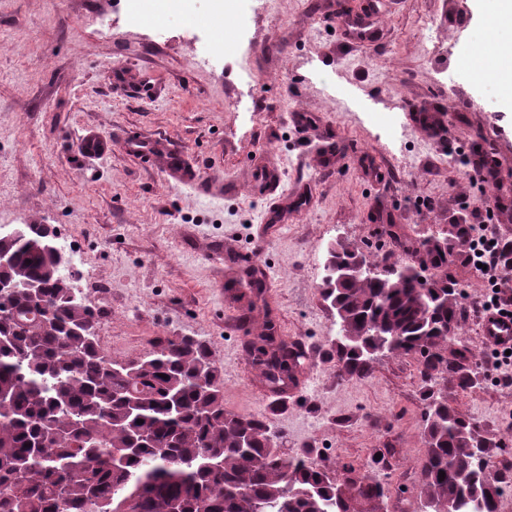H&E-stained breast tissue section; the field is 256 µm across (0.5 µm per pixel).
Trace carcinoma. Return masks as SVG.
Returning <instances> with one entry per match:
<instances>
[{
	"instance_id": "cac0c4a2",
	"label": "carcinoma",
	"mask_w": 512,
	"mask_h": 512,
	"mask_svg": "<svg viewBox=\"0 0 512 512\" xmlns=\"http://www.w3.org/2000/svg\"><path fill=\"white\" fill-rule=\"evenodd\" d=\"M423 249L433 267L448 264V251L432 242ZM1 251L11 261L0 281L39 291L0 298V512H113L125 502L128 512H255L257 504L265 512H360L362 503L385 498L381 479L337 484L326 467L281 454L265 417L226 412L206 343L171 336L145 357L111 360L97 341L96 314L72 298L74 285L53 253L8 235L0 236ZM360 258L346 244L327 251L322 285L340 326L329 352L336 375L366 376L367 346L419 355L426 508L496 512L499 478L472 452L485 454L486 439L432 389L440 373L461 391L475 385L465 353L442 354L448 329L459 330L457 290L414 265L336 280ZM245 274L262 317L257 338L270 343L275 322L263 280L248 266ZM251 355L273 384L302 358L286 341L268 351L254 346Z\"/></svg>"
}]
</instances>
